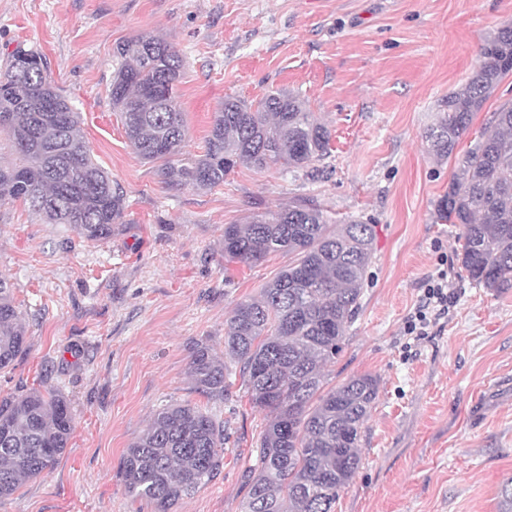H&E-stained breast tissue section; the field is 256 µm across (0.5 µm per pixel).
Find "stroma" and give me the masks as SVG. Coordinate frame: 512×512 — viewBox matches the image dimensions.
I'll list each match as a JSON object with an SVG mask.
<instances>
[{"instance_id":"35a3bbf8","label":"stroma","mask_w":512,"mask_h":512,"mask_svg":"<svg viewBox=\"0 0 512 512\" xmlns=\"http://www.w3.org/2000/svg\"><path fill=\"white\" fill-rule=\"evenodd\" d=\"M512 0H0V52L23 42L80 114L93 160L122 187L123 224L92 244L64 224L0 201V277L25 315L26 351L0 370V397L36 375L71 401L74 434L53 470L0 500V512H152L127 496L120 459L166 404L200 402L196 343L224 350L235 303L289 263L224 258V227L313 198L375 227L374 256L330 385L369 373L379 395L361 463L335 512H499L512 478V281L495 291L462 275L457 224L434 221L458 160L512 102L505 77L448 160L425 131L476 67ZM140 33L184 59V153L200 154L224 99L298 94L330 132L314 172L240 167L223 185L175 193L132 150L113 112L112 52ZM447 271L455 304L422 338L405 332L428 276ZM213 411L230 440L218 479L172 512H243V476L267 418L244 386Z\"/></svg>"}]
</instances>
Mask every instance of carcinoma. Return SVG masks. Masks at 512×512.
Here are the masks:
<instances>
[{"label": "carcinoma", "mask_w": 512, "mask_h": 512, "mask_svg": "<svg viewBox=\"0 0 512 512\" xmlns=\"http://www.w3.org/2000/svg\"><path fill=\"white\" fill-rule=\"evenodd\" d=\"M183 59L163 38L140 34L117 46L112 108L141 159L161 160L167 188L211 189L238 167L303 169L330 150V133L300 96L271 91L257 103L227 99L214 113L200 155L184 158L187 130L176 101ZM45 55L17 43L0 59V130L15 159L0 163V198L21 201L45 224H67L96 244L123 223L125 196L92 159L80 115L47 75ZM512 74V23L489 35L471 77L448 94L425 135L429 152L451 156L499 82ZM438 224H459L461 268L487 289L512 278V104L459 159ZM375 229L350 216L335 223L320 205L298 199L224 227V255L255 265L277 252L288 268L236 303L224 323V355L194 347L189 363L206 404L160 408L123 454L120 474L133 501L171 512L224 469V421L208 404L231 396L239 365L250 403L266 412L255 468L244 481V512H334L361 461L358 442L379 393L376 376L326 387L325 368L342 351L374 251ZM25 319L0 277V370L25 351ZM73 432L70 400L43 375L38 386L0 398V499L50 473Z\"/></svg>", "instance_id": "carcinoma-1"}]
</instances>
